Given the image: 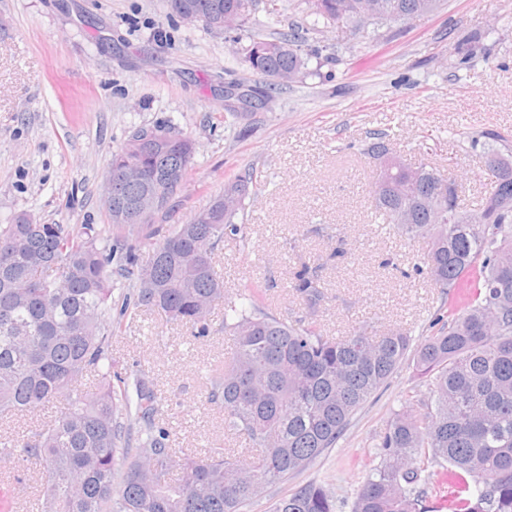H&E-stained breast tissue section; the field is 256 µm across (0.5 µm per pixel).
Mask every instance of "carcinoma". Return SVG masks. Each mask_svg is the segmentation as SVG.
I'll return each mask as SVG.
<instances>
[{"instance_id":"carcinoma-1","label":"carcinoma","mask_w":512,"mask_h":512,"mask_svg":"<svg viewBox=\"0 0 512 512\" xmlns=\"http://www.w3.org/2000/svg\"><path fill=\"white\" fill-rule=\"evenodd\" d=\"M210 12L248 13V0H200ZM309 14L328 23H357L374 7L379 27L418 17V0H305ZM295 34L254 37L243 49L247 68L271 86L296 70L306 74L320 48L302 49ZM112 155L111 168L131 159L165 203L177 190L156 171L179 163L191 168L195 143L180 136L165 150L133 144ZM509 150L489 148L492 190L477 208L464 206L456 180L427 163L397 162L377 173L375 211L401 234L425 244L422 263L442 293L461 304L436 317L438 328L416 352L414 366L429 394L407 399L380 437V461L361 484L352 512H418L429 471L448 486V512H512V161ZM423 170L414 200L378 192ZM249 174L224 184V193L184 224L0 225V421L21 419L67 393L70 407L32 435L0 430V455L26 463L39 492L23 512H240L270 485L305 468L341 438L364 402L399 368L411 345L407 334L360 332L326 336L313 317L323 293L310 268L295 276L305 318L269 312L258 285L230 296L213 264L224 240L244 236ZM137 182H119L115 198L131 202ZM220 212L204 224V213ZM151 228L159 238L147 263L131 244ZM135 277L134 302L186 326L201 340L210 335V311L224 306V334L232 349L224 374L210 380L208 399L224 406V430L248 442L240 462L221 449L180 457L170 432L154 422L157 395L141 375L112 374V335L122 318L107 308L112 262ZM101 377L82 392L85 376ZM140 424L137 438L132 425ZM273 512H336L323 485L305 484L279 499Z\"/></svg>"}]
</instances>
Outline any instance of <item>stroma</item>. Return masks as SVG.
<instances>
[{"label": "stroma", "mask_w": 512, "mask_h": 512, "mask_svg": "<svg viewBox=\"0 0 512 512\" xmlns=\"http://www.w3.org/2000/svg\"><path fill=\"white\" fill-rule=\"evenodd\" d=\"M273 32L307 33L324 51L267 104L228 111V83H264L242 63V47ZM156 125L196 143L158 223H186L230 178L257 171L264 180L245 238L215 253L226 291L261 283L271 311L293 318L302 305L292 282L307 265L324 292V335L395 329L420 345L444 298L414 269L420 243L376 217L366 150L386 133L402 161L437 167L479 206L492 187L484 134L512 140V0H445L436 14L374 32L314 25L304 0H254L249 21L224 32L183 22L166 0H0V224L23 214L33 224L107 225L100 192L112 154ZM338 247L344 257H333ZM223 322L216 307L209 338L197 341L140 310L112 339L115 371L152 379L155 422L188 455L229 445L224 409L208 400L232 347ZM426 391L404 361L335 447L244 512H272L310 482L332 492L337 512H351L388 421L406 395Z\"/></svg>", "instance_id": "1"}]
</instances>
